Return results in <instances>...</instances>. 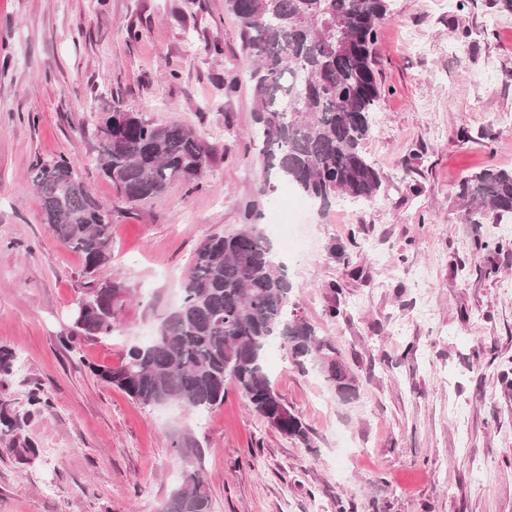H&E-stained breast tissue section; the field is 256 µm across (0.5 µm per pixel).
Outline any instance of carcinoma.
Segmentation results:
<instances>
[{"label": "carcinoma", "mask_w": 512, "mask_h": 512, "mask_svg": "<svg viewBox=\"0 0 512 512\" xmlns=\"http://www.w3.org/2000/svg\"><path fill=\"white\" fill-rule=\"evenodd\" d=\"M240 24L241 48L250 59L248 82L253 121L262 141L266 180H284L325 210L336 199L372 202L383 180L364 151L381 92L375 72L377 24L388 0H227ZM96 162L130 202L166 191L173 181L196 184L213 148L177 123L113 111L95 128ZM49 232L80 252L84 271L95 274L112 258V211L94 198L73 165L60 159L31 170ZM457 197L465 220L500 224L512 218V172L485 168L464 178ZM247 223L231 233L209 235L195 253L180 303L160 322L148 342L128 348L120 364L89 366L103 382L144 406L176 403L205 413L224 404L234 384L250 409L271 427L302 445L305 423L289 409L266 370L267 346L278 341L298 365L318 363L336 394L358 388L329 337L289 313L293 286L286 267L258 224V204L245 207ZM129 288L120 280L93 283L78 299L86 309L62 336L73 349L109 338L121 325ZM16 356L0 351V381L13 375ZM31 409L48 413L50 398L30 392ZM19 423L0 408V431L12 436V451L31 463L41 449L19 438ZM163 512H213L205 479L186 470L182 486Z\"/></svg>", "instance_id": "carcinoma-1"}]
</instances>
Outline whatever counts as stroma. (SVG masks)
<instances>
[{
  "label": "stroma",
  "instance_id": "1",
  "mask_svg": "<svg viewBox=\"0 0 512 512\" xmlns=\"http://www.w3.org/2000/svg\"><path fill=\"white\" fill-rule=\"evenodd\" d=\"M388 4L365 142L387 190L313 210L304 261L288 268L299 317L332 340L358 396L342 400L279 342L265 358L310 430L304 447L235 389L198 414L141 405L89 370L155 333L199 246L243 224L265 178L250 62L226 0H0V347L18 360L0 403L26 414L21 434L42 450L19 463L0 435V512H156L182 483L172 448L182 439L214 512H512V389L501 380L512 368V294L502 290L512 246L498 249L494 221L463 223L456 197L474 172L512 170V13L496 0L461 11L448 0ZM463 28L474 35L466 50ZM116 108L211 144L199 186L177 181L127 201L102 176L91 134ZM60 158L112 211V259L98 279L132 292L125 326L73 352L60 339L85 291L83 258L49 232L30 179ZM336 303L346 312L328 321ZM424 303L429 324L417 317ZM35 388L51 412L29 414Z\"/></svg>",
  "mask_w": 512,
  "mask_h": 512
}]
</instances>
